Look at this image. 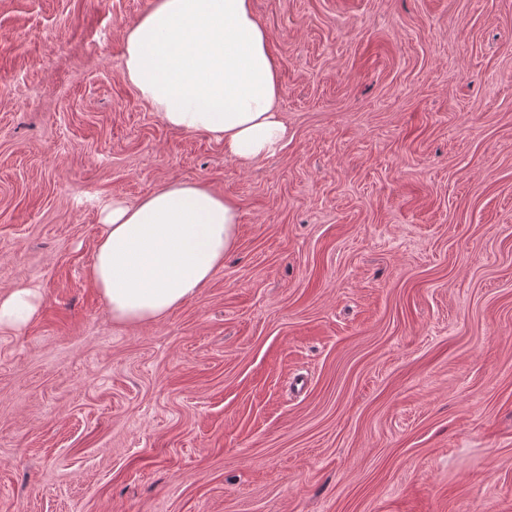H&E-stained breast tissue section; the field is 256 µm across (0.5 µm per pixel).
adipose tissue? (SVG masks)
<instances>
[{"label": "adipose tissue", "mask_w": 512, "mask_h": 512, "mask_svg": "<svg viewBox=\"0 0 512 512\" xmlns=\"http://www.w3.org/2000/svg\"><path fill=\"white\" fill-rule=\"evenodd\" d=\"M123 74L167 125L204 131L240 166L288 136L269 36L251 0H153L125 33ZM90 276L115 320L162 317L206 285L235 245L234 204L202 183H173L139 202L113 201ZM39 311L37 293L0 294V330Z\"/></svg>", "instance_id": "adipose-tissue-1"}]
</instances>
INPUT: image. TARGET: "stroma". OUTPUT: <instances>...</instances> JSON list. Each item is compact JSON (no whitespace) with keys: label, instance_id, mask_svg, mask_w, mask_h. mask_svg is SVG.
Here are the masks:
<instances>
[{"label":"stroma","instance_id":"obj_1","mask_svg":"<svg viewBox=\"0 0 512 512\" xmlns=\"http://www.w3.org/2000/svg\"><path fill=\"white\" fill-rule=\"evenodd\" d=\"M153 0H0V512H512V0H253L288 141L240 168L125 80ZM236 244L161 318L89 276L112 200ZM39 311V298L30 288L0 294V330H20Z\"/></svg>","mask_w":512,"mask_h":512}]
</instances>
